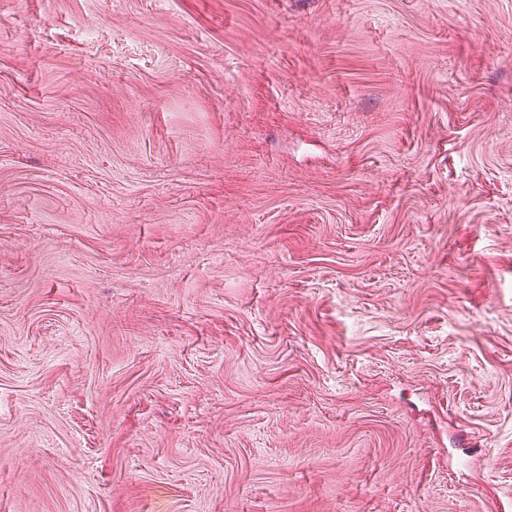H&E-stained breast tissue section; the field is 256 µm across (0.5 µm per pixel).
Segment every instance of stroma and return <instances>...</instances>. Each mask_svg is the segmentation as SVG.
Returning a JSON list of instances; mask_svg holds the SVG:
<instances>
[{
    "label": "stroma",
    "mask_w": 512,
    "mask_h": 512,
    "mask_svg": "<svg viewBox=\"0 0 512 512\" xmlns=\"http://www.w3.org/2000/svg\"><path fill=\"white\" fill-rule=\"evenodd\" d=\"M512 497V0H0V512Z\"/></svg>",
    "instance_id": "stroma-1"
}]
</instances>
